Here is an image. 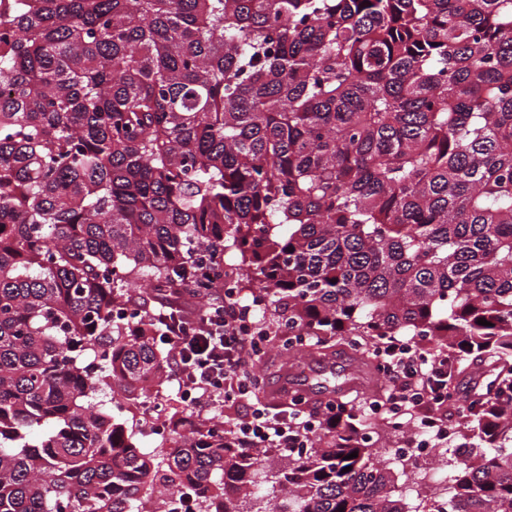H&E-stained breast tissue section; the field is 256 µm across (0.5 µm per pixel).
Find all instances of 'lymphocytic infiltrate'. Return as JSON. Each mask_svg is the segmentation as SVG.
<instances>
[{
    "label": "lymphocytic infiltrate",
    "mask_w": 512,
    "mask_h": 512,
    "mask_svg": "<svg viewBox=\"0 0 512 512\" xmlns=\"http://www.w3.org/2000/svg\"><path fill=\"white\" fill-rule=\"evenodd\" d=\"M254 328L251 304L238 302L229 291L214 298L193 323H166L160 341L173 354L171 372L192 411L200 414L221 400L251 393L246 368L258 347ZM378 358L384 363L387 385L380 398L368 401L369 410L398 418L423 406L446 407V358L397 338L380 347ZM320 424L317 415L294 418L286 411L272 413L259 407L234 430L240 447L286 451L305 444Z\"/></svg>",
    "instance_id": "f902f5d3"
}]
</instances>
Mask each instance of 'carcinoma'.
Listing matches in <instances>:
<instances>
[{"mask_svg": "<svg viewBox=\"0 0 512 512\" xmlns=\"http://www.w3.org/2000/svg\"><path fill=\"white\" fill-rule=\"evenodd\" d=\"M226 281L293 359L447 355L448 483L387 454L411 429L345 402L344 370L306 448H239L177 404L142 447L157 314ZM178 493L512 512V0H0V512Z\"/></svg>", "mask_w": 512, "mask_h": 512, "instance_id": "1", "label": "carcinoma"}]
</instances>
